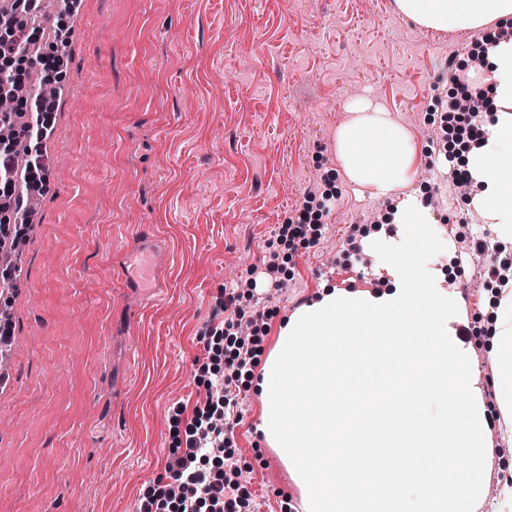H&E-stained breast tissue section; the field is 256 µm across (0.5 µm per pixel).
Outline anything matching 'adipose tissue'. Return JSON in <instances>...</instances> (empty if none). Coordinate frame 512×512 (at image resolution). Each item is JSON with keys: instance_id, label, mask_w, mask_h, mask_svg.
Returning <instances> with one entry per match:
<instances>
[{"instance_id": "obj_1", "label": "adipose tissue", "mask_w": 512, "mask_h": 512, "mask_svg": "<svg viewBox=\"0 0 512 512\" xmlns=\"http://www.w3.org/2000/svg\"><path fill=\"white\" fill-rule=\"evenodd\" d=\"M426 29L475 30L512 20V0H396ZM493 121L481 140L453 143L472 178L470 206L512 262V39L487 52ZM346 179L398 197L397 237L370 231L366 248L390 278L370 291L321 287L285 317L277 349L248 385L258 425L301 489L302 512H512V452L495 456L488 413L512 423V278L484 294L480 339L494 371L487 407L471 347L457 337L463 302L450 280L457 256L415 196L416 145L388 112L353 103L336 132ZM464 468L449 469V458Z\"/></svg>"}]
</instances>
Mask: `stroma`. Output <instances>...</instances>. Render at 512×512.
<instances>
[{
	"mask_svg": "<svg viewBox=\"0 0 512 512\" xmlns=\"http://www.w3.org/2000/svg\"><path fill=\"white\" fill-rule=\"evenodd\" d=\"M51 113L47 189L22 235L8 381L0 386V512H138L165 474L215 362L204 333L254 324L261 359L322 285L377 288L350 237L389 200L337 174L351 102L413 136L437 229L488 240L433 151L468 56L497 24L434 36L394 0H77ZM317 209L318 242L283 225ZM149 287L128 290L136 241ZM494 250L457 271L466 323L495 282ZM226 451L252 494L245 512H290L300 490L257 426L240 380Z\"/></svg>",
	"mask_w": 512,
	"mask_h": 512,
	"instance_id": "stroma-1",
	"label": "stroma"
}]
</instances>
